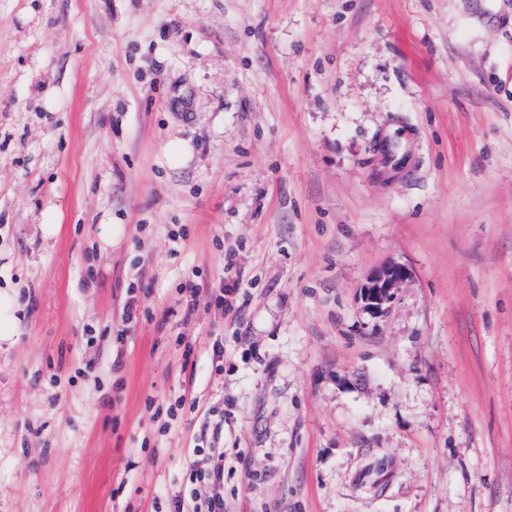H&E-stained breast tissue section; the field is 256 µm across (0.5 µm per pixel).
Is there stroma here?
<instances>
[{
	"label": "stroma",
	"instance_id": "1",
	"mask_svg": "<svg viewBox=\"0 0 512 512\" xmlns=\"http://www.w3.org/2000/svg\"><path fill=\"white\" fill-rule=\"evenodd\" d=\"M0 243V512H512V0H0ZM37 225L43 240L55 239L61 229L59 207L54 204H49L41 212ZM410 277L409 269L399 264H389L375 271L361 288L365 308L376 315L382 313L393 301L394 290ZM24 309L18 304L10 285H0V339L9 340L18 330ZM205 466L188 467L191 484L205 485L209 489L202 495L197 487L175 494L169 501L167 512H224V448H209Z\"/></svg>",
	"mask_w": 512,
	"mask_h": 512
}]
</instances>
